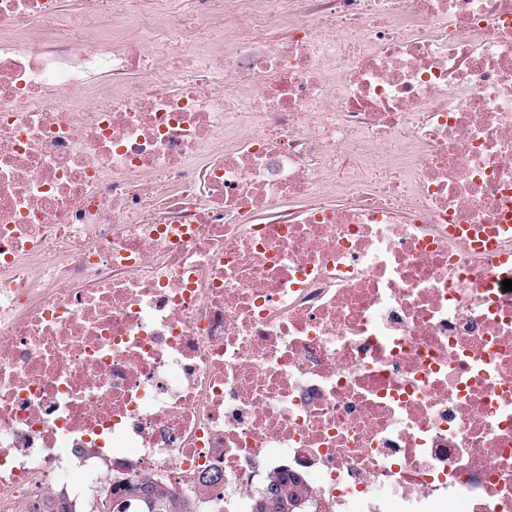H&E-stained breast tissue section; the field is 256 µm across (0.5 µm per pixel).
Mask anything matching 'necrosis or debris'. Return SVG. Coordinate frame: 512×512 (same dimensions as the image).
Listing matches in <instances>:
<instances>
[{"instance_id": "1", "label": "necrosis or debris", "mask_w": 512, "mask_h": 512, "mask_svg": "<svg viewBox=\"0 0 512 512\" xmlns=\"http://www.w3.org/2000/svg\"><path fill=\"white\" fill-rule=\"evenodd\" d=\"M512 0H0V512H512ZM309 497L303 478L283 470L267 477L265 494L257 499L253 512H307ZM216 481L217 479L204 476L199 495L182 497L172 490L171 485L162 483L151 475H140L126 482L121 501H111L104 497L93 512H199L197 501L201 499V495L209 494V488ZM131 503L136 506L135 511H129Z\"/></svg>"}]
</instances>
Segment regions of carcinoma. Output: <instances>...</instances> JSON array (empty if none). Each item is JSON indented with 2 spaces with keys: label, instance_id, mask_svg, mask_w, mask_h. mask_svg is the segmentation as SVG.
Instances as JSON below:
<instances>
[{
  "label": "carcinoma",
  "instance_id": "carcinoma-1",
  "mask_svg": "<svg viewBox=\"0 0 512 512\" xmlns=\"http://www.w3.org/2000/svg\"><path fill=\"white\" fill-rule=\"evenodd\" d=\"M201 494L195 497L177 495L172 487L150 475H140L128 480L122 500L103 498L93 512H199L197 501L209 494L215 479L204 476ZM309 493L302 477L286 470L266 479L265 494L255 502L254 512H309ZM26 512H72L62 499H37L28 503Z\"/></svg>",
  "mask_w": 512,
  "mask_h": 512
}]
</instances>
